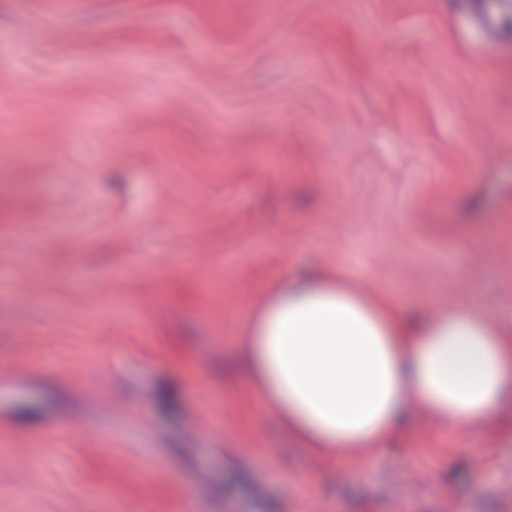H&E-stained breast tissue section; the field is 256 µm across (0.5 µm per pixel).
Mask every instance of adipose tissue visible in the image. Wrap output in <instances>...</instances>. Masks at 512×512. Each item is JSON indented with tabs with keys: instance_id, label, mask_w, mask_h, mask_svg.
Wrapping results in <instances>:
<instances>
[{
	"instance_id": "ef3b65f1",
	"label": "adipose tissue",
	"mask_w": 512,
	"mask_h": 512,
	"mask_svg": "<svg viewBox=\"0 0 512 512\" xmlns=\"http://www.w3.org/2000/svg\"><path fill=\"white\" fill-rule=\"evenodd\" d=\"M249 331L241 367L304 449L385 447L409 396L446 427L512 433V328L472 309L411 319L316 271L276 289Z\"/></svg>"
}]
</instances>
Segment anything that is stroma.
I'll return each instance as SVG.
<instances>
[{"mask_svg": "<svg viewBox=\"0 0 512 512\" xmlns=\"http://www.w3.org/2000/svg\"><path fill=\"white\" fill-rule=\"evenodd\" d=\"M308 268L512 312V0H0V512H512L495 429L265 413Z\"/></svg>", "mask_w": 512, "mask_h": 512, "instance_id": "35a3bbf8", "label": "stroma"}]
</instances>
